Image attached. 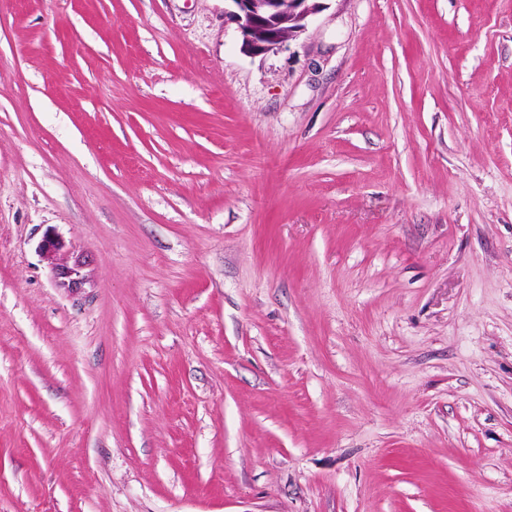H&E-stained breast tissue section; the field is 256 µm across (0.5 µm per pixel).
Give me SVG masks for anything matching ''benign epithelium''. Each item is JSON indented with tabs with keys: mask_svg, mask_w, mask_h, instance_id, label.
Instances as JSON below:
<instances>
[{
	"mask_svg": "<svg viewBox=\"0 0 512 512\" xmlns=\"http://www.w3.org/2000/svg\"><path fill=\"white\" fill-rule=\"evenodd\" d=\"M224 22L236 25L243 50L260 56L295 41L308 31L312 18L325 9L324 0H225ZM39 252L53 259L65 250L64 240L52 229L46 230ZM82 262L76 258L53 267L57 285L76 292L85 285Z\"/></svg>",
	"mask_w": 512,
	"mask_h": 512,
	"instance_id": "benign-epithelium-1",
	"label": "benign epithelium"
}]
</instances>
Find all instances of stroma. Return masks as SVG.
Masks as SVG:
<instances>
[{"mask_svg":"<svg viewBox=\"0 0 512 512\" xmlns=\"http://www.w3.org/2000/svg\"><path fill=\"white\" fill-rule=\"evenodd\" d=\"M241 43L0 0V512H512V0ZM81 269L82 262L79 258H74L71 262L64 261L55 264L53 274L57 285L72 292L81 290L85 285Z\"/></svg>","mask_w":512,"mask_h":512,"instance_id":"obj_1","label":"stroma"}]
</instances>
